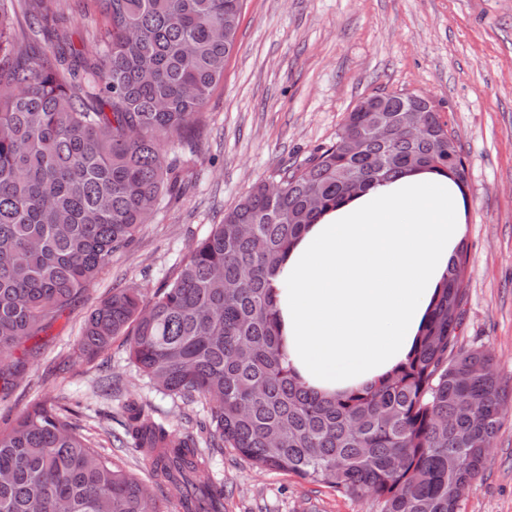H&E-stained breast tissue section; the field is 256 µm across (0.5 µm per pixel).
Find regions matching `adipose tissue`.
Returning <instances> with one entry per match:
<instances>
[{
	"instance_id": "ef3b65f1",
	"label": "adipose tissue",
	"mask_w": 512,
	"mask_h": 512,
	"mask_svg": "<svg viewBox=\"0 0 512 512\" xmlns=\"http://www.w3.org/2000/svg\"><path fill=\"white\" fill-rule=\"evenodd\" d=\"M463 234L461 193L436 171L372 184L306 227L271 279L298 378L333 394L405 361Z\"/></svg>"
}]
</instances>
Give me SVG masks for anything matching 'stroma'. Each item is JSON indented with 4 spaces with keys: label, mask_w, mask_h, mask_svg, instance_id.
<instances>
[{
    "label": "stroma",
    "mask_w": 512,
    "mask_h": 512,
    "mask_svg": "<svg viewBox=\"0 0 512 512\" xmlns=\"http://www.w3.org/2000/svg\"><path fill=\"white\" fill-rule=\"evenodd\" d=\"M381 92L428 97L465 157L460 342L493 355L508 398L484 476L461 512H512V0H244L224 79L186 161L190 184L42 333L39 356L14 384L0 386V431L33 403L65 404L173 512L176 491L156 482L123 436V406L138 400L178 437L196 432L209 408L157 392L130 361L125 337L95 360L79 357L80 326L113 289L153 296L227 207L331 144L356 103ZM212 472L224 512H379L372 497L258 468L231 448L213 453Z\"/></svg>",
    "instance_id": "1"
}]
</instances>
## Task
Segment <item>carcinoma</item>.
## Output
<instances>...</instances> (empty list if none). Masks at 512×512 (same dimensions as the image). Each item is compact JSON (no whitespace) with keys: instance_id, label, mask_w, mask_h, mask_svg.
Returning a JSON list of instances; mask_svg holds the SVG:
<instances>
[{"instance_id":"cac0c4a2","label":"carcinoma","mask_w":512,"mask_h":512,"mask_svg":"<svg viewBox=\"0 0 512 512\" xmlns=\"http://www.w3.org/2000/svg\"><path fill=\"white\" fill-rule=\"evenodd\" d=\"M69 0H0V380L15 352L46 331L112 254L128 247L192 173L191 131L224 79L243 0H88L104 20L101 55L58 27ZM52 51L36 55L38 40ZM423 110L426 131L372 137L379 118ZM358 136L361 154L342 143ZM175 140L168 159L162 143ZM464 188L466 164L441 113L417 94L362 98L281 189L251 187L197 240L175 277L146 299L114 288L76 347L92 359L119 336L156 391L212 406L210 448L293 474L380 512H460L476 488L504 407L493 355L458 345L468 246L448 267L413 353L383 380L324 397L293 374L279 341L270 277L327 208L407 170ZM122 427L184 512H224V489L191 435L177 438L124 406ZM0 512H161L149 487L84 432L77 412L39 403L0 432Z\"/></svg>"}]
</instances>
